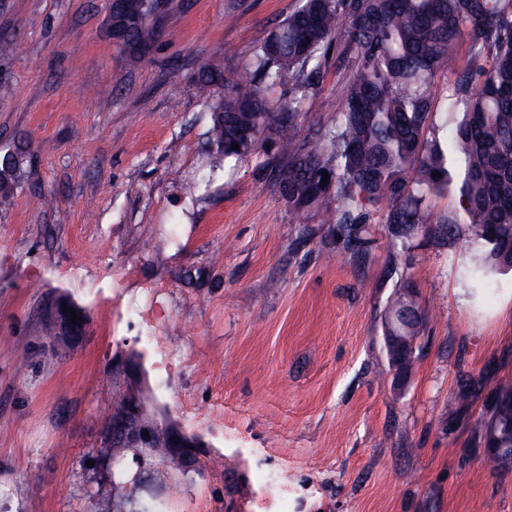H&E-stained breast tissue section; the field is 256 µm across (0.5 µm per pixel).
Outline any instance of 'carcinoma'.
Masks as SVG:
<instances>
[{"instance_id": "cac0c4a2", "label": "carcinoma", "mask_w": 512, "mask_h": 512, "mask_svg": "<svg viewBox=\"0 0 512 512\" xmlns=\"http://www.w3.org/2000/svg\"><path fill=\"white\" fill-rule=\"evenodd\" d=\"M165 4H128L138 14L129 26L128 59H143L161 38ZM342 39L356 52V65L338 124L317 140L281 134L298 112L283 109L267 89L286 85L301 101ZM465 40L490 60L476 79L462 73L448 95V111L460 113L450 140H429L432 80L442 69L457 71L455 48ZM195 86L203 95L224 90L212 104L208 131L224 161L262 146L263 132L276 136L268 165L295 223L307 224L320 211L346 248L364 251L361 210L385 201L393 235L420 230L445 239L450 227L434 222L422 198L451 192L466 215L467 240L483 248L491 266L512 267L504 259L512 245V0H301L255 49L251 76L228 75L223 62L207 61ZM31 160L22 140L0 155V200ZM331 197L339 203L334 210L324 207ZM474 427L489 449L512 450L511 380L498 384L492 414ZM127 484L126 472L113 468L111 508L125 500Z\"/></svg>"}]
</instances>
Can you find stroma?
<instances>
[{"mask_svg":"<svg viewBox=\"0 0 512 512\" xmlns=\"http://www.w3.org/2000/svg\"><path fill=\"white\" fill-rule=\"evenodd\" d=\"M168 3L133 62L107 0H0V154L33 153L0 202V512H105L116 463L126 512H512V466L474 428L512 381V271L469 286L475 244L401 241L383 204L367 251L344 249L321 217L294 222L271 146L213 166L195 73L246 74L298 0ZM354 63L331 54L298 137L336 126ZM405 284L424 318L401 377L384 326ZM60 299L87 317L69 346L46 334ZM120 393L193 442L182 467L110 441Z\"/></svg>","mask_w":512,"mask_h":512,"instance_id":"stroma-1","label":"stroma"}]
</instances>
